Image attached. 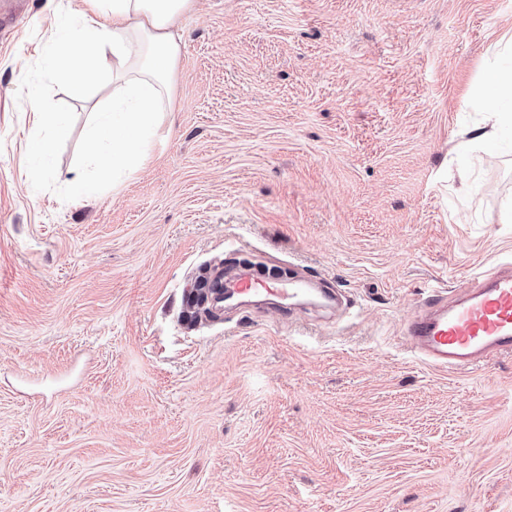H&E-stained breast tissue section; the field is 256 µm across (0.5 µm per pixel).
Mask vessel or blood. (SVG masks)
<instances>
[{"label":"vessel or blood","instance_id":"b4317fda","mask_svg":"<svg viewBox=\"0 0 512 512\" xmlns=\"http://www.w3.org/2000/svg\"><path fill=\"white\" fill-rule=\"evenodd\" d=\"M308 285L298 279L286 287L269 281L243 280L238 294L280 293L301 297ZM406 343L432 365L464 370L512 354V267H502L454 296L435 295L409 319L403 330Z\"/></svg>","mask_w":512,"mask_h":512}]
</instances>
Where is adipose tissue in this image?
I'll list each match as a JSON object with an SVG mask.
<instances>
[{"mask_svg": "<svg viewBox=\"0 0 512 512\" xmlns=\"http://www.w3.org/2000/svg\"><path fill=\"white\" fill-rule=\"evenodd\" d=\"M195 0H89L91 14L50 37L60 56L76 57L66 80L74 97H84L99 82L112 85V101L94 114L87 131L95 145L110 143L106 153H96V164L111 171L113 181L145 163L150 143L167 110L181 43L177 20L194 7ZM108 17L112 26L100 29L96 20ZM485 112L489 127L480 139L495 141L512 128V74L493 78L488 94L471 99ZM24 107L46 128V137L33 140L31 150L43 155L55 141L65 139L69 128L58 113L43 107L38 92H29Z\"/></svg>", "mask_w": 512, "mask_h": 512, "instance_id": "adipose-tissue-1", "label": "adipose tissue"}]
</instances>
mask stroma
Instances as JSON below:
<instances>
[{"mask_svg":"<svg viewBox=\"0 0 512 512\" xmlns=\"http://www.w3.org/2000/svg\"><path fill=\"white\" fill-rule=\"evenodd\" d=\"M87 8L0 30V512H512V355L448 371L403 337L512 263V134L450 150L512 0H199L117 184L85 144L111 87L73 100L49 44ZM34 86L70 127L42 158ZM244 267L345 304L190 299Z\"/></svg>","mask_w":512,"mask_h":512,"instance_id":"1","label":"stroma"}]
</instances>
